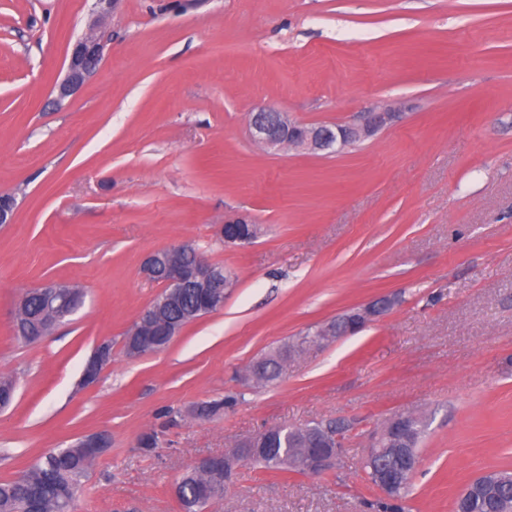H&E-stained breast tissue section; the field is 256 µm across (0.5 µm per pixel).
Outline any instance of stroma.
<instances>
[{
	"instance_id": "obj_1",
	"label": "stroma",
	"mask_w": 512,
	"mask_h": 512,
	"mask_svg": "<svg viewBox=\"0 0 512 512\" xmlns=\"http://www.w3.org/2000/svg\"><path fill=\"white\" fill-rule=\"evenodd\" d=\"M94 6L0 0V194L18 202L0 224V376L17 383L0 480L101 431L75 512H182L173 489L198 456L338 417V465L241 464L207 512H370L369 437L407 411L428 422L409 512H453L474 478L512 469V0H117L98 73L56 101ZM382 104L400 119L337 153H269L247 129L258 106L334 125ZM238 215L260 228L245 247L219 234ZM185 241L234 287L164 350L126 356L163 289L144 260ZM48 280L83 302L21 343L14 302ZM381 296L379 320L243 389L249 364ZM102 341L112 359L81 388Z\"/></svg>"
}]
</instances>
